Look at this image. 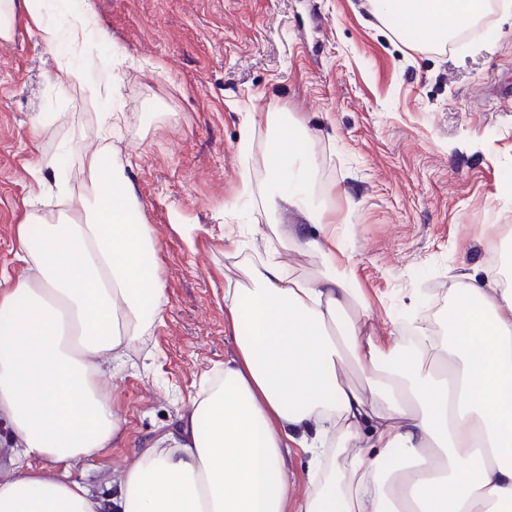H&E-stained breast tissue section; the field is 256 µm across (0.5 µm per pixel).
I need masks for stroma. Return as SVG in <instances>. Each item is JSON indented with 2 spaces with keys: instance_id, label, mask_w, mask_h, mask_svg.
Listing matches in <instances>:
<instances>
[{
  "instance_id": "1",
  "label": "stroma",
  "mask_w": 512,
  "mask_h": 512,
  "mask_svg": "<svg viewBox=\"0 0 512 512\" xmlns=\"http://www.w3.org/2000/svg\"><path fill=\"white\" fill-rule=\"evenodd\" d=\"M108 37L71 59L108 57L125 114L112 141L157 241L168 297L137 368L107 378L122 443L73 467L92 493L173 426L234 349L224 321V238L251 250L255 224H284L257 161L271 135L252 116L293 115L318 198L336 211L342 259L381 335L414 320L443 331L448 292L490 271L512 234V14L438 50L413 48L367 0H91ZM0 38V269L29 215L58 219V186L90 191L102 145L86 88L61 87L60 52L26 15ZM253 125L251 147L242 130ZM41 179H34L33 169Z\"/></svg>"
}]
</instances>
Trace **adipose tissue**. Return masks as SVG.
I'll return each mask as SVG.
<instances>
[{
    "mask_svg": "<svg viewBox=\"0 0 512 512\" xmlns=\"http://www.w3.org/2000/svg\"><path fill=\"white\" fill-rule=\"evenodd\" d=\"M371 14L442 48L512 0H369ZM27 12L40 41L73 50L99 32L89 0L60 26L41 0H0V37ZM269 178L291 224L255 225L269 246L315 261L306 275L267 254L227 279L233 356L206 379L179 422L120 469L114 497L48 477L39 460L78 463L121 436L101 389L125 369L168 298L157 242L130 182L102 150L88 163L92 197H66L56 223L30 216L0 290V416L16 443L0 476V512H512V286L460 283L448 295L450 338L403 350L381 343L370 305L336 254V213L288 175L307 127L275 112ZM359 370L362 383L349 374ZM315 463L292 502V447Z\"/></svg>",
    "mask_w": 512,
    "mask_h": 512,
    "instance_id": "adipose-tissue-1",
    "label": "adipose tissue"
}]
</instances>
